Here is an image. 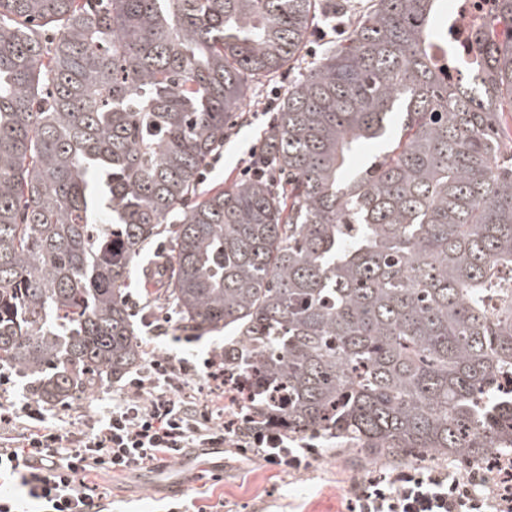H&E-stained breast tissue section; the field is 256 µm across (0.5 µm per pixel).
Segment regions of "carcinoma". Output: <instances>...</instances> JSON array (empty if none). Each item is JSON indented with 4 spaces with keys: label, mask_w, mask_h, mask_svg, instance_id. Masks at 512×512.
I'll return each instance as SVG.
<instances>
[{
    "label": "carcinoma",
    "mask_w": 512,
    "mask_h": 512,
    "mask_svg": "<svg viewBox=\"0 0 512 512\" xmlns=\"http://www.w3.org/2000/svg\"><path fill=\"white\" fill-rule=\"evenodd\" d=\"M492 2L450 80L444 0H369L288 88L265 175L201 194L247 89L300 65L333 0H0V370L51 405L124 378L125 289L163 237L151 301L288 392L250 401L254 425L474 467L512 448V0Z\"/></svg>",
    "instance_id": "cac0c4a2"
}]
</instances>
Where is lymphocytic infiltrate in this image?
Returning a JSON list of instances; mask_svg holds the SVG:
<instances>
[{
  "instance_id": "1",
  "label": "lymphocytic infiltrate",
  "mask_w": 512,
  "mask_h": 512,
  "mask_svg": "<svg viewBox=\"0 0 512 512\" xmlns=\"http://www.w3.org/2000/svg\"><path fill=\"white\" fill-rule=\"evenodd\" d=\"M192 383L199 397L188 393ZM223 392L224 355L215 351L198 365L152 356L111 405L77 427L39 401H0V480L17 488L0 495V512H108L90 474L156 468L194 448H231L294 471L320 456L309 442L289 446L279 429H246L244 417L215 407ZM488 481L481 468L463 475L400 469L362 484L350 512H512V474L501 473L493 495Z\"/></svg>"
}]
</instances>
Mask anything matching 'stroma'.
<instances>
[{"label":"stroma","instance_id":"35a3bbf8","mask_svg":"<svg viewBox=\"0 0 512 512\" xmlns=\"http://www.w3.org/2000/svg\"><path fill=\"white\" fill-rule=\"evenodd\" d=\"M299 77V71L292 70L248 94L247 117L232 126L223 147L202 169L199 192L242 181L239 160L261 141L270 120L260 112V104L280 108L281 101L272 98V91L286 93ZM163 251L161 242L149 244L130 277L127 292L135 331L143 339L145 353L202 361L211 351L223 349V332H208L187 341L172 321L166 335L152 333L165 310L149 302L154 287L146 271L161 263ZM373 471L362 455L328 442L321 456L301 471L287 472L261 457L245 458L227 449L193 454L162 469L98 475L94 481L110 498L112 512H211L218 505L223 512H347L355 485L371 478ZM177 485L185 486L184 494L173 495Z\"/></svg>","mask_w":512,"mask_h":512}]
</instances>
